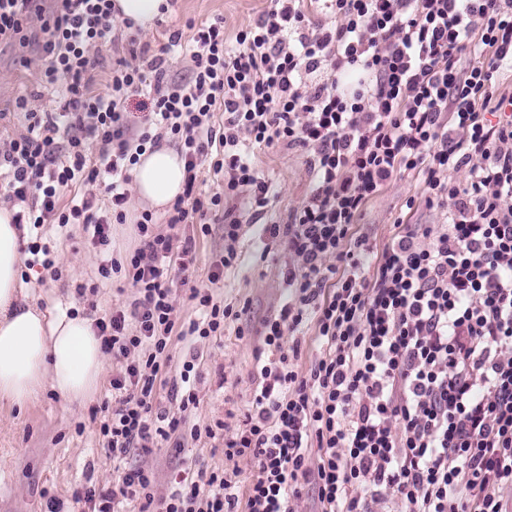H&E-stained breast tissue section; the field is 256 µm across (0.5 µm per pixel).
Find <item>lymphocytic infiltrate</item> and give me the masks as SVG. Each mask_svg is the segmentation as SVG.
<instances>
[{
	"label": "lymphocytic infiltrate",
	"mask_w": 512,
	"mask_h": 512,
	"mask_svg": "<svg viewBox=\"0 0 512 512\" xmlns=\"http://www.w3.org/2000/svg\"><path fill=\"white\" fill-rule=\"evenodd\" d=\"M320 2L333 23L312 20ZM51 3L0 0V44L40 17V81L56 99L50 112L16 102L26 132L0 151L13 223L78 224L106 252L147 149L174 140L186 178L169 233L142 213L140 247L98 268L135 290L94 323L112 358L99 434L119 480L67 502L43 492L45 512H291L306 488L311 512H385L393 497L403 512H512V95L497 86L512 69V0H274L231 38L219 21L194 26L189 82L167 79L160 57L120 60L103 95L90 90L100 59L89 50L118 38L112 0ZM144 93L151 110L135 125L123 105ZM276 143L308 152L313 186L290 223L262 227L288 253L289 298L263 322L249 409L224 440L225 458H251L255 472L238 493L224 473L189 467L157 494L155 472L125 460L215 435L190 421L197 353L169 393L177 410L157 381L173 339L220 337L236 319L210 286L239 261L230 201L266 214L271 186L247 155ZM207 162L222 180L210 195L198 190ZM400 176L445 220H396L378 250L355 226ZM95 183L111 210L76 194ZM218 213L224 254L188 295L204 316L176 324L168 268L188 271L195 248L171 231ZM308 328L319 354L302 370Z\"/></svg>",
	"instance_id": "obj_1"
}]
</instances>
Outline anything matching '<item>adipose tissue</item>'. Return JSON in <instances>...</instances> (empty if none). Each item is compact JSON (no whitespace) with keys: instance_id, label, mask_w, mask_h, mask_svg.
<instances>
[{"instance_id":"adipose-tissue-1","label":"adipose tissue","mask_w":512,"mask_h":512,"mask_svg":"<svg viewBox=\"0 0 512 512\" xmlns=\"http://www.w3.org/2000/svg\"><path fill=\"white\" fill-rule=\"evenodd\" d=\"M134 176L140 201L161 211L183 192L184 163L163 147L144 154ZM11 217L0 208V401L23 407L47 387L69 402L89 400L104 367L100 341L88 319L50 316L26 300L22 233Z\"/></svg>"}]
</instances>
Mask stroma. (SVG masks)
Instances as JSON below:
<instances>
[{"mask_svg": "<svg viewBox=\"0 0 512 512\" xmlns=\"http://www.w3.org/2000/svg\"><path fill=\"white\" fill-rule=\"evenodd\" d=\"M271 7V0H174L170 13L151 31L126 28L115 44L99 48L102 64L91 89L97 94L106 92L107 75L113 63L121 58L132 59L143 51L153 55L164 53L170 78H189L192 62L188 47L178 46L168 52L163 49L170 33L185 30L190 22L217 20L223 21L231 33ZM41 38L40 22L35 19L26 41L0 47V149L4 148L8 135L24 128L25 120L16 108L17 98L27 97L30 109L37 112L55 106L53 97L39 80ZM251 160L273 189L266 222L289 223L292 211L311 187L308 153L275 145L254 149ZM421 192L420 184L410 177L394 179L366 206L360 218L361 230L381 248L390 242L393 223L399 216H406L415 224L440 222V215L421 202ZM411 198L416 204L409 210L405 203ZM235 214L242 222L236 243L240 262L236 268L225 271L214 297L240 310V319L226 323L220 338L177 340L172 349L178 361L192 350L199 355L202 379L197 385L199 404L191 414L192 423L205 426L220 422L230 433L237 428L248 407L255 374V344L238 339L236 329L241 324L259 329L262 320L275 314L288 298L281 275L288 261L287 252L277 244L271 250H264L261 228L253 223L249 212L239 208ZM45 232L55 244L62 274L55 278L37 267L29 270V281L24 285L26 296L40 310L53 315L75 310L92 320L103 316L120 299L125 280L117 277L112 283L99 284L96 256L79 228L67 231L49 224ZM182 233L195 243L197 260L193 278L205 281L224 253V227L214 224L204 233L199 225L189 224L183 227ZM111 398L112 389L104 380L94 398L82 404L66 402L49 388L22 408L0 401V512H41L40 493L45 489L66 500L76 487L86 482L102 486L117 482L118 474L104 456L92 422ZM222 446L221 439L205 438L179 450H137L130 454L128 462L152 468L165 476L198 460L208 468L226 473L235 486L246 485L254 473L252 463L246 459L226 460Z\"/></svg>", "mask_w": 512, "mask_h": 512, "instance_id": "stroma-1", "label": "stroma"}]
</instances>
